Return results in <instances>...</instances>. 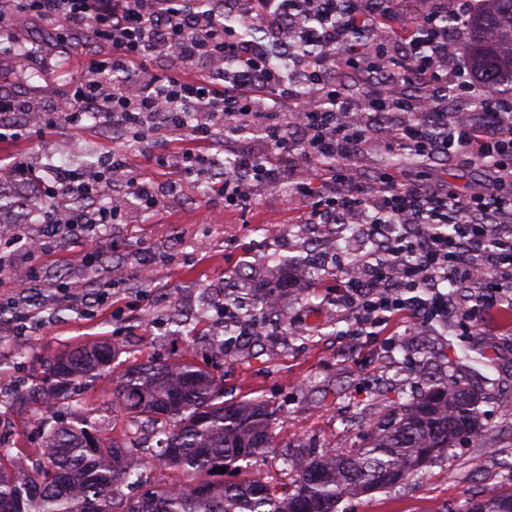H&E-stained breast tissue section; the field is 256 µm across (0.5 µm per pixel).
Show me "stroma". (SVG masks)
Here are the masks:
<instances>
[{"label": "stroma", "instance_id": "1", "mask_svg": "<svg viewBox=\"0 0 512 512\" xmlns=\"http://www.w3.org/2000/svg\"><path fill=\"white\" fill-rule=\"evenodd\" d=\"M89 52L77 38L44 60L1 56L0 90L55 105ZM28 121L21 114L0 118V176L17 181L15 171L24 167L28 178L17 182L19 193L44 189L58 172L93 168L116 153L125 155L135 176L154 184L159 202L153 211L133 209L103 227V265L94 284L86 276L83 237H47L42 207L25 212L13 238L0 241V381L6 385L0 401H13L33 384L35 358L114 343L122 353L111 374L77 388L74 403L58 406L55 419L75 423L88 406L101 437L121 439L128 416L113 404L112 389L127 363L185 354L223 377L225 400L268 404L279 445L321 452L357 447L372 424L427 386L474 381L485 398L482 439L462 441L403 484L343 498L338 512H457L471 496L512 490V312L487 316L478 326L465 316L480 295L506 299L512 292L489 284L449 293L453 312L444 327L404 313L352 335L353 318L339 302L340 274L318 242L338 232L336 253L348 261L365 256L370 245L360 225L337 230L304 223L306 204L295 187L314 176L311 161L289 160L281 184L256 187L248 200L228 206L220 192L223 166L200 174L161 165V158L191 148L189 135L151 133L139 141L94 118L78 130L58 126L34 134ZM63 140L78 146L67 159L56 151ZM419 176L463 187L482 171L448 154ZM272 255L303 257L315 272L282 297L283 328L261 338L241 336L227 355L215 357L212 338L224 324L219 297L228 288L276 287L267 262ZM19 309L30 314L22 339L13 323ZM179 319L191 322L192 339L172 335ZM41 414L38 405L0 413V436L14 457L39 456ZM253 475L277 488L289 481L278 449L249 465L228 466L224 480Z\"/></svg>", "mask_w": 512, "mask_h": 512}]
</instances>
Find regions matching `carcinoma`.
Masks as SVG:
<instances>
[{"mask_svg": "<svg viewBox=\"0 0 512 512\" xmlns=\"http://www.w3.org/2000/svg\"><path fill=\"white\" fill-rule=\"evenodd\" d=\"M465 47L489 91L497 94L512 82V0L473 16ZM27 206L16 188L0 180V224H19ZM224 321L221 342L236 341L244 322L284 324L279 308L258 306ZM119 348L96 344L41 360L38 382L7 408L67 404L73 386L112 370ZM113 399L136 429H154L157 447L130 439L101 445L90 431L92 411L76 425L43 416L44 452L22 469L11 449L0 443V512H337L346 496L392 488L418 473L466 439L484 432L480 389L453 381L431 386L399 406L396 413L371 426L363 444L346 452L282 450L293 475L290 488L273 492L256 476L243 483L200 479L239 461L249 462L273 447L272 411L264 403L224 400V380L183 355L168 363L134 364L118 381ZM158 459L187 474L175 487L153 486L136 498L124 488L142 482L140 466ZM459 512H512V493L469 499Z\"/></svg>", "mask_w": 512, "mask_h": 512, "instance_id": "obj_1", "label": "carcinoma"}]
</instances>
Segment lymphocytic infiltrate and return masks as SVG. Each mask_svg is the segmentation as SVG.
<instances>
[{"instance_id": "obj_1", "label": "lymphocytic infiltrate", "mask_w": 512, "mask_h": 512, "mask_svg": "<svg viewBox=\"0 0 512 512\" xmlns=\"http://www.w3.org/2000/svg\"><path fill=\"white\" fill-rule=\"evenodd\" d=\"M234 2L237 15L260 19V36L225 26L224 0L204 8L178 0H0V50L19 42L17 22L25 17L58 27L55 51L77 37L93 47L59 106L37 110L33 99L0 92V116L33 110L36 128H74L94 112L133 138L186 129L194 141L207 143L231 129H259L267 152L237 156L224 175L228 202L255 186L278 184L290 156L324 162L320 176L297 187L308 204L306 223L356 216L391 230L366 274L340 269L342 300L361 330L406 309L447 322L443 282H512V105L486 98L476 122L448 114L449 95L477 93L466 71L448 76V31L437 23L445 15L466 31L465 4L452 8L448 0H433L389 52L374 31L394 17V0ZM293 21L292 40L281 43ZM352 27L364 30L363 40H347ZM333 53L351 70H388L403 84L423 79L431 91L381 96L368 90L349 97L328 64ZM158 57L170 63L162 77L148 68ZM284 113L290 121H281ZM377 114L390 117L376 137L386 150L429 160L454 151L489 169L490 179L463 192L433 190L388 170L370 187L360 186L338 162L375 139L369 119ZM112 170L124 175L126 194L103 208L96 201L107 194ZM329 182L336 186L331 194L324 190ZM47 198L45 222L53 235L111 223L133 199L147 208L158 204L152 183L133 178L120 155L81 174H60ZM450 220L455 231L447 234L442 226Z\"/></svg>"}]
</instances>
